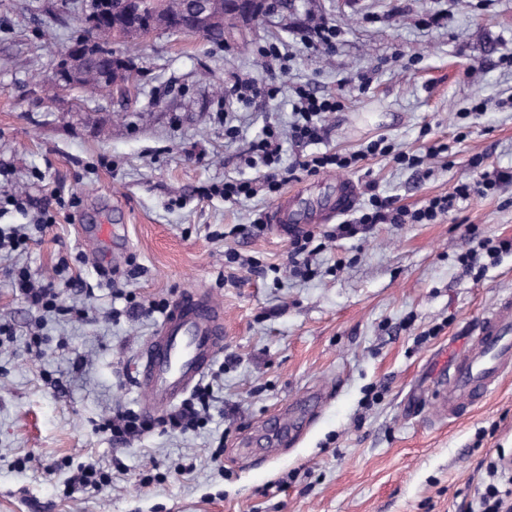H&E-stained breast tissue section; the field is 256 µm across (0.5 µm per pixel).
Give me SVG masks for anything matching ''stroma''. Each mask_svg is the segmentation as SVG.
Returning a JSON list of instances; mask_svg holds the SVG:
<instances>
[{
  "label": "stroma",
  "mask_w": 512,
  "mask_h": 512,
  "mask_svg": "<svg viewBox=\"0 0 512 512\" xmlns=\"http://www.w3.org/2000/svg\"><path fill=\"white\" fill-rule=\"evenodd\" d=\"M76 12L75 0H0V196L77 201L0 255V324L14 329L0 346V512H458L484 461L512 453V377L453 422L433 399L448 350L512 296V251L458 260L469 237L512 239V183L434 224L353 238L314 225L305 278L288 267V236L244 233L273 199L201 192L257 176L250 143L266 126L288 130L286 90L305 84L341 96L311 152L382 137L420 156L449 146L422 168L366 159L351 174L359 205L375 190L417 209L482 172H512V0H288L220 44L159 30L113 45L134 65L126 100L49 83ZM323 23L339 31L331 53L313 45ZM271 43L287 73L263 57ZM236 77L282 91L240 103L224 94ZM99 224L112 227L108 246ZM231 251L256 267L228 263ZM63 262L84 287L60 289L70 315L42 317L14 295L12 264L47 281ZM119 288L143 303L190 289L220 302L203 427L120 444L97 431L140 409L137 355L162 320L128 316ZM88 463L110 486L68 493Z\"/></svg>",
  "instance_id": "obj_1"
}]
</instances>
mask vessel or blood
I'll return each instance as SVG.
<instances>
[{
	"instance_id": "obj_1",
	"label": "vessel or blood",
	"mask_w": 512,
	"mask_h": 512,
	"mask_svg": "<svg viewBox=\"0 0 512 512\" xmlns=\"http://www.w3.org/2000/svg\"><path fill=\"white\" fill-rule=\"evenodd\" d=\"M358 199L354 182L341 177L336 195L308 214L301 191L282 198L271 211L281 232H299L311 223L350 212ZM224 345L221 305L199 290L176 299L145 344L137 379L142 413L153 417L195 387ZM447 376L436 389L437 412L458 418L512 376V298L500 299L473 329L467 346L449 351Z\"/></svg>"
}]
</instances>
